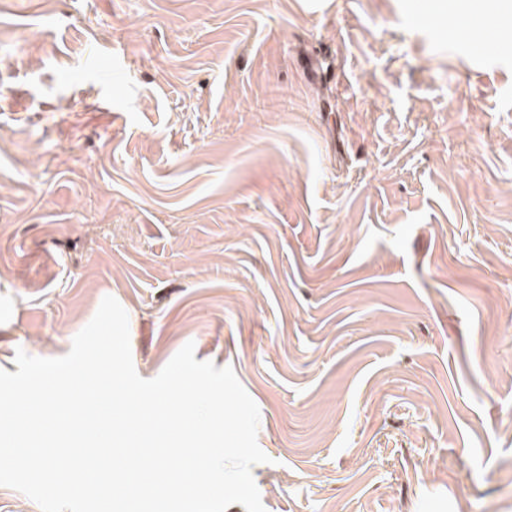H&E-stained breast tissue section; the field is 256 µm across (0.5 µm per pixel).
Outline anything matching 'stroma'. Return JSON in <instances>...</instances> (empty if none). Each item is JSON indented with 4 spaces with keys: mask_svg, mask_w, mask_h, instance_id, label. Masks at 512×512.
I'll list each match as a JSON object with an SVG mask.
<instances>
[{
    "mask_svg": "<svg viewBox=\"0 0 512 512\" xmlns=\"http://www.w3.org/2000/svg\"><path fill=\"white\" fill-rule=\"evenodd\" d=\"M406 0H0V369L105 296L260 410L266 512H512V29Z\"/></svg>",
    "mask_w": 512,
    "mask_h": 512,
    "instance_id": "stroma-1",
    "label": "stroma"
}]
</instances>
